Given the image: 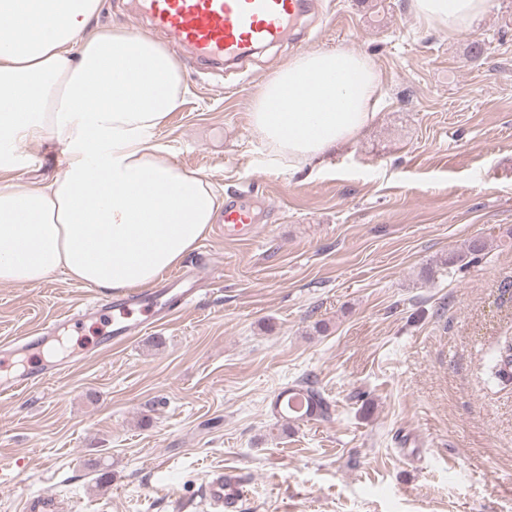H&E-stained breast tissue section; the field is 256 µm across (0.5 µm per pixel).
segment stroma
I'll use <instances>...</instances> for the list:
<instances>
[{
	"label": "stroma",
	"mask_w": 512,
	"mask_h": 512,
	"mask_svg": "<svg viewBox=\"0 0 512 512\" xmlns=\"http://www.w3.org/2000/svg\"><path fill=\"white\" fill-rule=\"evenodd\" d=\"M410 0H310L300 41L242 68L174 51L185 91L156 134L258 232L222 220L191 251L213 276L194 305L71 374L0 396V512L25 491L68 512H212L206 474L238 473L243 512H512V386L488 384L512 335V0L463 37ZM482 52L472 57L470 46ZM348 46L385 97L313 173L271 166L254 96L300 52ZM0 185L47 183L59 152L16 147ZM482 240L479 259L458 256ZM64 272L0 283V340L85 299ZM313 376L331 419H282Z\"/></svg>",
	"instance_id": "stroma-1"
}]
</instances>
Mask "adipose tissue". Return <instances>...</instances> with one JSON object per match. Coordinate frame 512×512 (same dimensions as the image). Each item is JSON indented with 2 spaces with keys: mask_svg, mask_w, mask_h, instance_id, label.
<instances>
[{
  "mask_svg": "<svg viewBox=\"0 0 512 512\" xmlns=\"http://www.w3.org/2000/svg\"><path fill=\"white\" fill-rule=\"evenodd\" d=\"M102 0H0V173L13 148L45 142L66 158L42 186H0V283L54 272L120 292L177 266L224 203L154 137L183 76L152 40L94 29ZM427 24L463 36L491 0H410ZM384 91L373 59L350 48L301 52L259 89L251 122L272 163L301 171L354 143Z\"/></svg>",
  "mask_w": 512,
  "mask_h": 512,
  "instance_id": "adipose-tissue-1",
  "label": "adipose tissue"
}]
</instances>
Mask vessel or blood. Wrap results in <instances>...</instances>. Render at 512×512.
Segmentation results:
<instances>
[{"instance_id": "vessel-or-blood-1", "label": "vessel or blood", "mask_w": 512, "mask_h": 512, "mask_svg": "<svg viewBox=\"0 0 512 512\" xmlns=\"http://www.w3.org/2000/svg\"><path fill=\"white\" fill-rule=\"evenodd\" d=\"M137 10L150 22L152 31L165 35L173 45L189 51L195 58L215 64L242 61L261 45L291 39L303 10L302 0H137ZM224 234L246 238L256 231L257 215L252 206L229 202L224 206ZM196 281L187 273H175L170 284L160 288L114 295L94 296L82 314H66L63 323L77 327L81 315L106 319L110 329L100 349L122 346L144 327L135 311L163 319L193 304ZM69 364L33 368L20 375L0 380V394L27 390L70 373ZM207 498L214 512H241L244 484L231 471H211L205 483Z\"/></svg>"}]
</instances>
